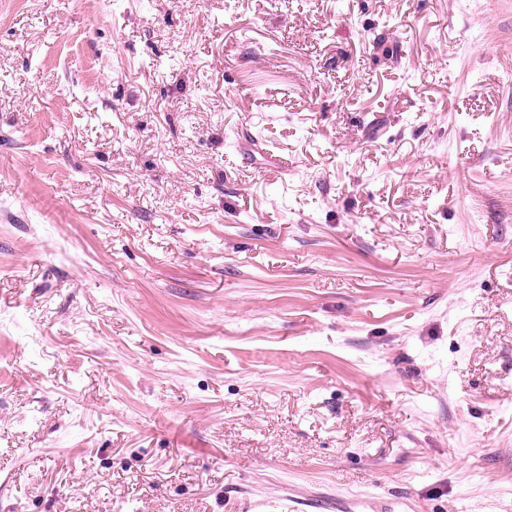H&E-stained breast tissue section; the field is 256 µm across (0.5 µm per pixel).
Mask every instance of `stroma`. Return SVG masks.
I'll list each match as a JSON object with an SVG mask.
<instances>
[{"mask_svg":"<svg viewBox=\"0 0 512 512\" xmlns=\"http://www.w3.org/2000/svg\"><path fill=\"white\" fill-rule=\"evenodd\" d=\"M512 512V0H0V512ZM296 504H298L297 499L288 495L256 500L250 505V509L253 512H297Z\"/></svg>","mask_w":512,"mask_h":512,"instance_id":"obj_1","label":"stroma"}]
</instances>
